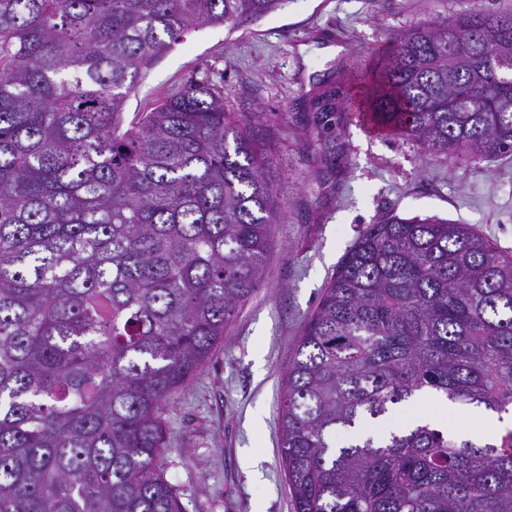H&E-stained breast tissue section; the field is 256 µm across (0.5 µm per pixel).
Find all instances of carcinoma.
I'll use <instances>...</instances> for the list:
<instances>
[{
    "mask_svg": "<svg viewBox=\"0 0 512 512\" xmlns=\"http://www.w3.org/2000/svg\"><path fill=\"white\" fill-rule=\"evenodd\" d=\"M282 3L0 0V512H186L156 468L162 413L258 290L279 201L221 87L191 81L127 127L123 108L191 29ZM336 95L453 163L512 156V10L400 34ZM426 393L512 407V252L392 214L288 365L295 512H512V432H376Z\"/></svg>",
    "mask_w": 512,
    "mask_h": 512,
    "instance_id": "cac0c4a2",
    "label": "carcinoma"
}]
</instances>
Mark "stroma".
I'll return each mask as SVG.
<instances>
[{
	"label": "stroma",
	"instance_id": "1",
	"mask_svg": "<svg viewBox=\"0 0 512 512\" xmlns=\"http://www.w3.org/2000/svg\"><path fill=\"white\" fill-rule=\"evenodd\" d=\"M512 9V0H286L232 26L201 25L156 58L124 107L140 117L191 80L222 87L270 155L281 204L260 288L225 328L213 358L166 407L158 459L186 512H294L281 463L279 400L304 326L366 225L396 214L472 225L512 251V157L456 165L418 143L355 123L315 126L319 98L345 64L443 16ZM326 45L341 55L322 54ZM344 142L349 168L323 160Z\"/></svg>",
	"mask_w": 512,
	"mask_h": 512
}]
</instances>
